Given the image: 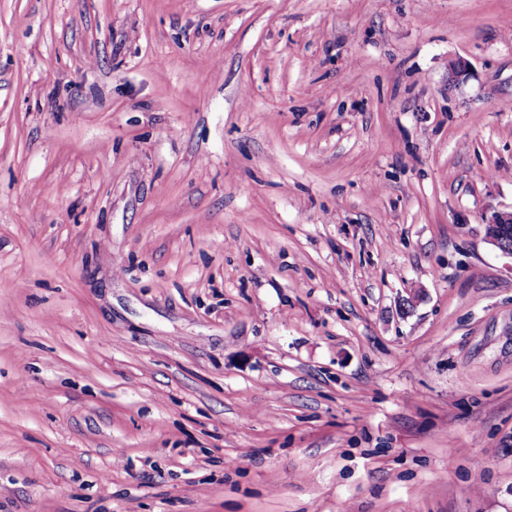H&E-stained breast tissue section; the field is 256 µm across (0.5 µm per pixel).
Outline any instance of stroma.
<instances>
[{
    "label": "stroma",
    "mask_w": 512,
    "mask_h": 512,
    "mask_svg": "<svg viewBox=\"0 0 512 512\" xmlns=\"http://www.w3.org/2000/svg\"><path fill=\"white\" fill-rule=\"evenodd\" d=\"M511 210L512 0H0V512H512ZM512 211L498 212L485 224V239L498 248L503 254L512 256V247L508 248L503 244L505 235L511 231L512 234Z\"/></svg>",
    "instance_id": "stroma-1"
}]
</instances>
